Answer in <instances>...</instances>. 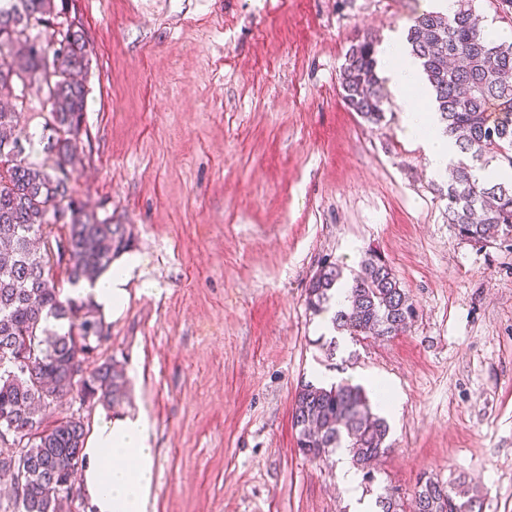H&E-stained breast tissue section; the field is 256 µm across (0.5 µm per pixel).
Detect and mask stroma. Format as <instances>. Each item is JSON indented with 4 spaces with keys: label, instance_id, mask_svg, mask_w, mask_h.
Returning <instances> with one entry per match:
<instances>
[{
    "label": "stroma",
    "instance_id": "stroma-1",
    "mask_svg": "<svg viewBox=\"0 0 512 512\" xmlns=\"http://www.w3.org/2000/svg\"><path fill=\"white\" fill-rule=\"evenodd\" d=\"M89 47L74 186L127 225L143 263L84 369L128 380L153 424L149 512H357L418 480L462 477L512 512V238L448 222V177L394 93L374 125L342 100L364 33L385 42L433 0H61ZM41 100L28 159L53 136ZM394 269L406 333L354 339L306 305L324 262ZM384 379L400 399L373 483L299 451L298 384Z\"/></svg>",
    "mask_w": 512,
    "mask_h": 512
}]
</instances>
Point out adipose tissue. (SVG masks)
I'll list each match as a JSON object with an SVG mask.
<instances>
[{
    "instance_id": "1",
    "label": "adipose tissue",
    "mask_w": 512,
    "mask_h": 512,
    "mask_svg": "<svg viewBox=\"0 0 512 512\" xmlns=\"http://www.w3.org/2000/svg\"><path fill=\"white\" fill-rule=\"evenodd\" d=\"M378 56L386 63L383 74L399 104L406 108L407 135L421 137L432 169L444 171L453 149L438 131V114L413 107L416 95L430 93L419 61L396 39L385 44ZM141 263L139 255L122 254L95 283H79L70 295L90 299L104 317H119L129 302L132 273ZM152 432L145 411L98 413L83 448L81 487L89 512H149L156 465Z\"/></svg>"
}]
</instances>
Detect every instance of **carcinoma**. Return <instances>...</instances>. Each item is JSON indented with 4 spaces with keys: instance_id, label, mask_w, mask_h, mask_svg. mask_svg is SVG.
<instances>
[{
    "instance_id": "cac0c4a2",
    "label": "carcinoma",
    "mask_w": 512,
    "mask_h": 512,
    "mask_svg": "<svg viewBox=\"0 0 512 512\" xmlns=\"http://www.w3.org/2000/svg\"><path fill=\"white\" fill-rule=\"evenodd\" d=\"M473 2L458 0L448 14L419 15L407 43L461 156L448 177V223L461 239L486 245L512 235V179L476 175L493 162L512 170V42L484 33ZM58 14L55 0H11L9 8H0V88L22 86L14 102L0 106V472L13 487L12 498L0 500V512H58L70 497L87 429L74 416L45 425L52 403L77 391L110 405L127 388L111 362L82 371L105 326L92 307L61 299L56 280L55 269L63 265L69 284L92 283L130 246L126 225L88 211L73 186L86 106L78 76L87 45L75 23L55 29ZM376 45L369 37L354 42L340 73L348 109L373 124L385 119ZM33 92L50 106L56 134L50 164L21 158L20 109ZM59 223L67 232H55ZM338 288L346 292L333 325L352 337L396 336L415 313L378 254L347 281L339 264L321 266L307 289L309 309L327 311ZM51 318L69 321L67 331L49 328ZM291 417L304 456L316 461L345 448L366 480L373 462L389 451L387 422L373 413L360 385L305 382L295 391ZM5 435L11 436L8 444ZM484 504L485 497L459 479L428 477L415 496V512H484Z\"/></svg>"
}]
</instances>
